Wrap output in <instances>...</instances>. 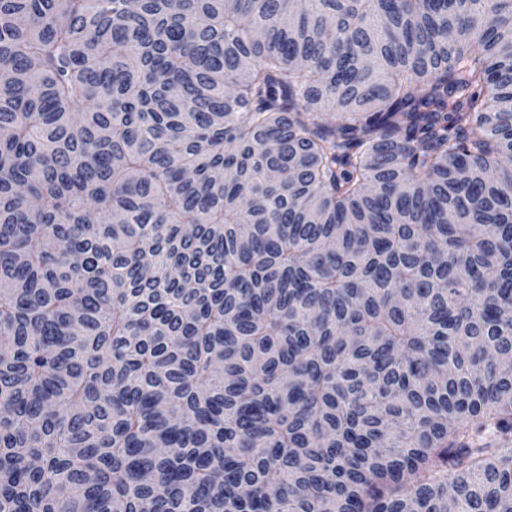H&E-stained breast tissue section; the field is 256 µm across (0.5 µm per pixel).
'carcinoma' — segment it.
<instances>
[{"mask_svg":"<svg viewBox=\"0 0 512 512\" xmlns=\"http://www.w3.org/2000/svg\"><path fill=\"white\" fill-rule=\"evenodd\" d=\"M512 0H0V512H512Z\"/></svg>","mask_w":512,"mask_h":512,"instance_id":"obj_1","label":"carcinoma"}]
</instances>
